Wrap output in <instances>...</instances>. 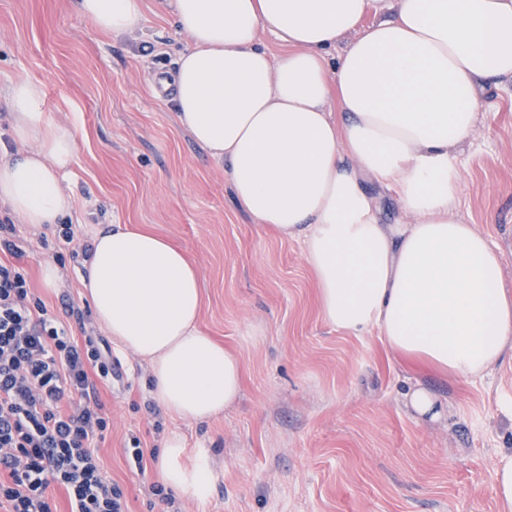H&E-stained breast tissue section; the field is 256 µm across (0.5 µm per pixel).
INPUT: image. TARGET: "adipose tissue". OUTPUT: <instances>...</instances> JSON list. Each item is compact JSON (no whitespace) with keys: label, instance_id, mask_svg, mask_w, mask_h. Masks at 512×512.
<instances>
[{"label":"adipose tissue","instance_id":"adipose-tissue-1","mask_svg":"<svg viewBox=\"0 0 512 512\" xmlns=\"http://www.w3.org/2000/svg\"><path fill=\"white\" fill-rule=\"evenodd\" d=\"M189 45L164 86L178 125L227 165L237 206L266 231L304 242L323 318L377 335L405 370L403 399L437 421L434 374L476 380L512 365V290L489 239L454 214L457 150L481 93L512 83V0H166ZM115 36L143 0H77ZM280 46L279 56L262 46ZM339 50L337 62L328 59ZM12 137L30 151L0 159V202L25 223L69 213L61 174L72 135L37 83L5 92ZM395 189L413 224H383L366 188ZM84 264L83 294L113 341L150 367L153 395L189 421L233 406L239 360L196 328L200 279L184 252L143 229L111 225ZM179 434L160 454L164 482L206 502L210 458L185 465Z\"/></svg>","mask_w":512,"mask_h":512}]
</instances>
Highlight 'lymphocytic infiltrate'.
I'll return each instance as SVG.
<instances>
[{"instance_id": "obj_1", "label": "lymphocytic infiltrate", "mask_w": 512, "mask_h": 512, "mask_svg": "<svg viewBox=\"0 0 512 512\" xmlns=\"http://www.w3.org/2000/svg\"><path fill=\"white\" fill-rule=\"evenodd\" d=\"M24 243L0 224V512H56L59 488L69 512H128L97 451L110 427L97 386L112 381V350L49 315L16 263Z\"/></svg>"}]
</instances>
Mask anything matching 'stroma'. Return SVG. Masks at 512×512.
<instances>
[{"mask_svg": "<svg viewBox=\"0 0 512 512\" xmlns=\"http://www.w3.org/2000/svg\"><path fill=\"white\" fill-rule=\"evenodd\" d=\"M187 45L159 0H144L139 26L119 37L80 16L74 0H0V90L39 83L46 112L76 143L65 223L82 237L133 224L183 249L202 283L199 330L244 369L233 408L188 422L153 398L148 365L113 346L120 377L98 388L112 418L99 455L129 512H498L494 468L512 450V367L465 384L427 377L448 412L438 422L415 417L379 338L324 320L302 242L262 231L235 204L223 163L177 126L156 86ZM458 158L455 214L488 236L512 289L511 84L482 93ZM20 230L28 247L18 264L49 313L74 336L107 339L82 294L84 265L57 247L55 227ZM48 263L61 273L54 288L41 279ZM174 431L211 457L206 503L153 493ZM133 436L146 454L141 472L127 459Z\"/></svg>", "mask_w": 512, "mask_h": 512, "instance_id": "35a3bbf8", "label": "stroma"}]
</instances>
